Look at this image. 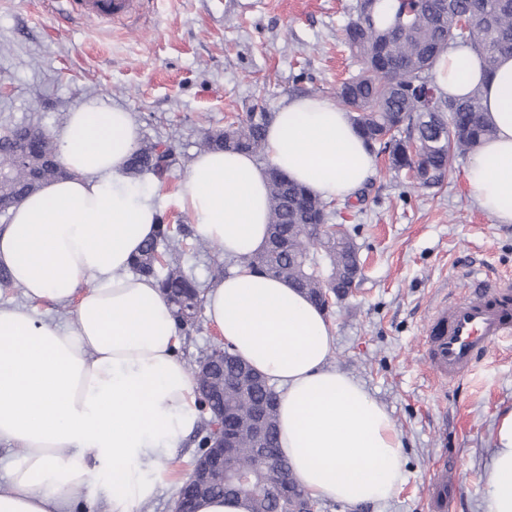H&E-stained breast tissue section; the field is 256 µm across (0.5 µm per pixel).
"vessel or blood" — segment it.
Returning a JSON list of instances; mask_svg holds the SVG:
<instances>
[{
  "instance_id": "1",
  "label": "vessel or blood",
  "mask_w": 512,
  "mask_h": 512,
  "mask_svg": "<svg viewBox=\"0 0 512 512\" xmlns=\"http://www.w3.org/2000/svg\"><path fill=\"white\" fill-rule=\"evenodd\" d=\"M81 19L120 21L143 10V0H68ZM512 285L475 278L461 298L440 301L425 327V361L434 378L464 377L489 350L512 337V304L502 295Z\"/></svg>"
}]
</instances>
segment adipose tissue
I'll use <instances>...</instances> for the list:
<instances>
[{"instance_id":"obj_1","label":"adipose tissue","mask_w":512,"mask_h":512,"mask_svg":"<svg viewBox=\"0 0 512 512\" xmlns=\"http://www.w3.org/2000/svg\"><path fill=\"white\" fill-rule=\"evenodd\" d=\"M443 96L473 89L496 135L471 153L465 177L478 206L512 224V55L494 69L465 46L436 61ZM131 115L93 99L70 112L59 158L73 178L23 199L0 225V267L25 304L0 306V512H75L106 498L137 512L171 475L198 422L194 379L164 291L130 265L156 229L152 194L125 174L138 145ZM264 152L326 200L355 196L375 171L346 112L318 96L283 101ZM267 166L247 153L193 158L180 189L201 238L236 268L205 287L208 322L226 345L281 390L279 448L310 496L352 508L393 498L402 442L386 409L330 359L336 338L323 310L288 282L252 271L266 245ZM72 307L74 324L37 315ZM108 472L92 480L87 457ZM486 512H512V409L502 413L485 473Z\"/></svg>"}]
</instances>
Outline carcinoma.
Wrapping results in <instances>:
<instances>
[{"mask_svg":"<svg viewBox=\"0 0 512 512\" xmlns=\"http://www.w3.org/2000/svg\"><path fill=\"white\" fill-rule=\"evenodd\" d=\"M374 0H357L356 17L343 29L349 48L362 62L361 70L343 81L336 91V106L348 112L365 144L372 151L389 156L390 169L413 171L417 183L427 189L442 184L453 160L470 152L493 136V128L483 118L481 92L477 89L461 98L436 93L431 69L449 46L462 44L480 55L488 66L499 57L512 55V0H392L393 22L387 24L374 11ZM389 130L382 141L378 134ZM267 131L266 114L250 113L243 126H228L206 135L203 149H224L256 153ZM57 142L34 123L16 125L0 135V168L11 171L0 183V197L19 203L45 182L72 176L60 165ZM175 161L171 145L138 146L127 159L126 174L149 173L163 178ZM268 182L269 224L265 248L249 265L260 272L287 281L316 306L326 308L324 289L341 286L348 292V267L353 262L352 240L344 229L324 230L317 224L331 215L332 202L312 195L305 187L275 169ZM182 224L173 226L159 218L158 230L133 260L135 274L154 278L166 292L179 327H196L202 309L200 286L175 259ZM288 238V249L272 245L274 234ZM234 353L213 366L216 378H229L234 385L224 394L198 396L205 425L220 423L216 410L232 419L277 398L274 386L265 378L249 375ZM266 444L275 462L260 465L249 450L248 435L241 438L240 468H252L266 488L288 484L291 494L301 498L304 491L291 480L287 461L277 447V427H272ZM248 492L239 490L228 478L209 489L210 497H230Z\"/></svg>","mask_w":512,"mask_h":512,"instance_id":"cac0c4a2","label":"carcinoma"}]
</instances>
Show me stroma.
Segmentation results:
<instances>
[{"label": "stroma", "instance_id": "1", "mask_svg": "<svg viewBox=\"0 0 512 512\" xmlns=\"http://www.w3.org/2000/svg\"><path fill=\"white\" fill-rule=\"evenodd\" d=\"M356 0H148L140 19L70 17L59 0H0V130L38 120L58 136L71 110L97 99L131 112L140 142L172 145L176 162L154 185L169 223L187 224L178 192L207 132L287 98L335 97L358 59L342 42ZM362 196L335 202L333 221L359 246L364 273L327 317L331 362L358 379L390 414L403 443V481L389 501L359 512H430L440 466L447 512H484V474L498 412L512 406V340L492 348L456 382H436L422 345L444 297L464 296L472 275L512 278V224L481 210L459 156L442 187L422 189L376 155ZM179 262L200 286L234 263L187 237ZM192 435L172 484L138 512H173L199 450Z\"/></svg>", "mask_w": 512, "mask_h": 512}]
</instances>
